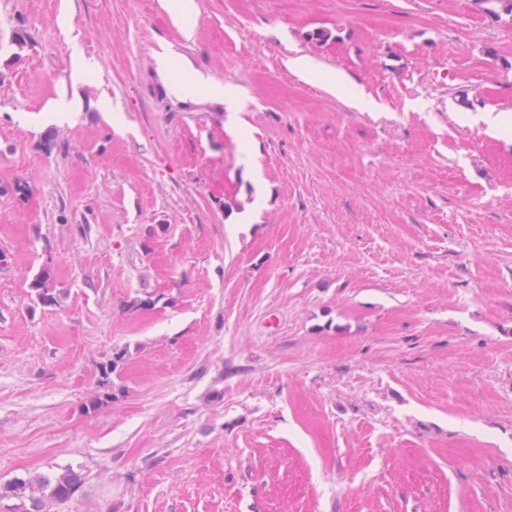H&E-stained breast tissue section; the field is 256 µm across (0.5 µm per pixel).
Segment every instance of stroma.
<instances>
[{"instance_id":"35a3bbf8","label":"stroma","mask_w":512,"mask_h":512,"mask_svg":"<svg viewBox=\"0 0 512 512\" xmlns=\"http://www.w3.org/2000/svg\"><path fill=\"white\" fill-rule=\"evenodd\" d=\"M172 8L0 0V512H512V16ZM125 351L115 350L111 357L101 362L99 365L98 393L88 400L85 405L87 412L95 411L101 404L108 399H112V375L116 374L124 364ZM85 476L72 469L58 476L44 478L41 482V496L32 498L34 512H45L49 503H64L74 498L83 488Z\"/></svg>"}]
</instances>
